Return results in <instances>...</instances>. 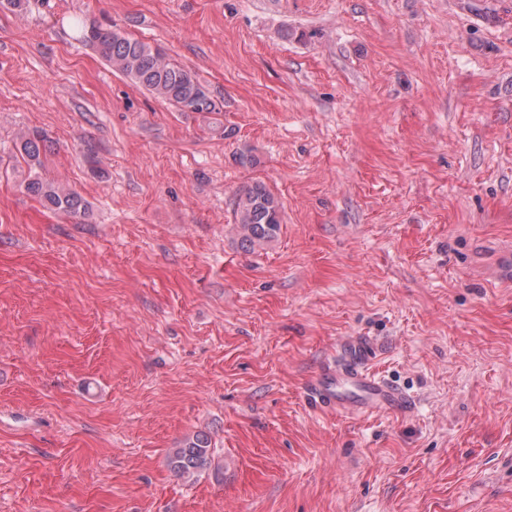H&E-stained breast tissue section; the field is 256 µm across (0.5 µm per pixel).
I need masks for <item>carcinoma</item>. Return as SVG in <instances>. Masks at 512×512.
Returning a JSON list of instances; mask_svg holds the SVG:
<instances>
[{
	"instance_id": "1",
	"label": "carcinoma",
	"mask_w": 512,
	"mask_h": 512,
	"mask_svg": "<svg viewBox=\"0 0 512 512\" xmlns=\"http://www.w3.org/2000/svg\"><path fill=\"white\" fill-rule=\"evenodd\" d=\"M83 42L95 48L113 69L142 85L162 100L186 112H209L213 102L196 75L184 66L160 61L162 53L150 44L92 21L82 27ZM47 139L35 131L21 137L18 154L31 169L41 167ZM25 189L47 207L71 215H84L88 209L75 190L35 176ZM236 219L241 243L246 249L272 241L280 228V204L261 184L244 190L237 199ZM212 463L211 440L198 433L171 451L168 464L175 476L193 479Z\"/></svg>"
}]
</instances>
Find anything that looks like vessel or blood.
Segmentation results:
<instances>
[{"mask_svg": "<svg viewBox=\"0 0 512 512\" xmlns=\"http://www.w3.org/2000/svg\"><path fill=\"white\" fill-rule=\"evenodd\" d=\"M373 354V345L367 337L343 339L335 355L310 382L307 388L310 400L347 415L406 411L411 406L406 394L371 370Z\"/></svg>", "mask_w": 512, "mask_h": 512, "instance_id": "obj_1", "label": "vessel or blood"}]
</instances>
